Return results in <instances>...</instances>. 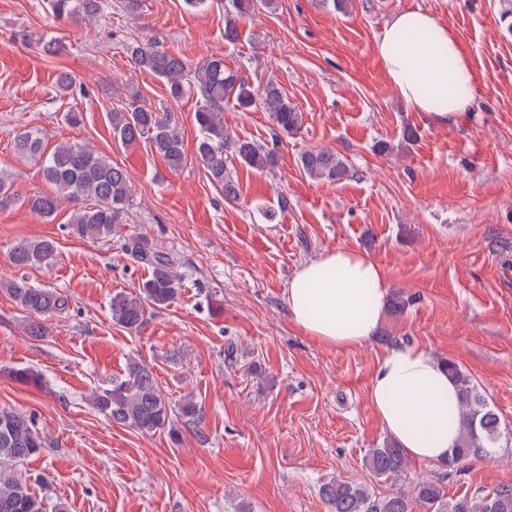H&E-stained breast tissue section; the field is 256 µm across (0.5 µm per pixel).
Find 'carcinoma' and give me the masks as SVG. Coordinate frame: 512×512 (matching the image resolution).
Listing matches in <instances>:
<instances>
[{
	"label": "carcinoma",
	"instance_id": "carcinoma-1",
	"mask_svg": "<svg viewBox=\"0 0 512 512\" xmlns=\"http://www.w3.org/2000/svg\"><path fill=\"white\" fill-rule=\"evenodd\" d=\"M52 16L61 19L97 18L110 8L107 0H47ZM255 10V0H232V11L224 22V38L238 37L236 18ZM138 68L162 80L169 96L179 102L197 92L202 104L194 119L200 132L197 154L204 163L211 183L224 200L238 199V186L227 170L224 154L235 157L246 167L262 171L274 165V153L248 140L234 137L224 127V105L242 111L260 109L270 114L273 135L295 134L302 126V115L291 105L280 87L269 82L262 87L250 86L240 73L224 65L221 57H211L190 69L185 60L159 52L150 46L127 47ZM112 136L126 148L145 139L173 168L185 160L184 140L174 117L131 101L121 110L109 113ZM15 150L40 163L44 179L54 191L27 199L30 209L43 216L56 213L63 202L89 199L92 204L78 208L70 219L72 233L83 239L99 240L112 234L132 197L130 178L125 169L112 163L92 147L78 142H61L52 151L44 146L38 129L21 133ZM303 171L310 177L340 181L348 176L344 160L327 149L308 150L300 158ZM124 251L149 271L139 293H117L110 303L112 321L131 333L146 324L149 308H163L178 295L180 277L168 253L145 236L130 238ZM57 249L51 240H21L9 250V261L17 268L36 263L51 265ZM5 291L26 313L32 316L62 314L69 309L67 296L52 288L29 285L24 280L6 284ZM448 374L458 387L459 436L454 453L444 466L455 468L471 457L483 456L485 448L500 433L499 418L487 407L472 379L455 362H445ZM92 406L106 418L142 433L168 430L177 436L174 420L198 424L203 410L192 397L185 396L173 405L160 388L152 367L142 361L130 362L123 375L89 394ZM48 447V438L35 428L26 415L0 409V512H45L44 502L31 489L29 480L18 473V466L39 455ZM366 463L379 477L397 481L408 469V459L401 448L384 442L369 449ZM328 512H413L420 505L427 512H512V484H502L488 492L463 495L447 500L441 487L432 481H419L412 491L400 488L378 496L368 487L348 481L331 480L320 487Z\"/></svg>",
	"mask_w": 512,
	"mask_h": 512
}]
</instances>
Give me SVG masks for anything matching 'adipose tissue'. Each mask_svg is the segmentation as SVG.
Returning a JSON list of instances; mask_svg holds the SVG:
<instances>
[{"instance_id":"ef3b65f1","label":"adipose tissue","mask_w":512,"mask_h":512,"mask_svg":"<svg viewBox=\"0 0 512 512\" xmlns=\"http://www.w3.org/2000/svg\"><path fill=\"white\" fill-rule=\"evenodd\" d=\"M392 88L412 109L450 124L474 102V75L455 34L422 11L395 16L376 43ZM391 281L369 255L336 248L302 264L285 301L293 322L322 344L354 349L381 325ZM457 388L427 347L399 343L379 359L369 401L384 430L410 458L444 461L459 435Z\"/></svg>"}]
</instances>
